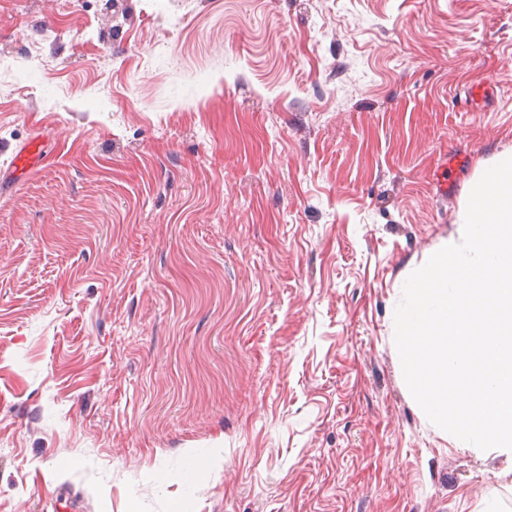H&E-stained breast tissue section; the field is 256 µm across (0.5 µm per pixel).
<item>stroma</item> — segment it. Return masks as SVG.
I'll return each instance as SVG.
<instances>
[{
	"mask_svg": "<svg viewBox=\"0 0 512 512\" xmlns=\"http://www.w3.org/2000/svg\"><path fill=\"white\" fill-rule=\"evenodd\" d=\"M511 152L512 0H0V512H512L394 341Z\"/></svg>",
	"mask_w": 512,
	"mask_h": 512,
	"instance_id": "obj_1",
	"label": "stroma"
}]
</instances>
